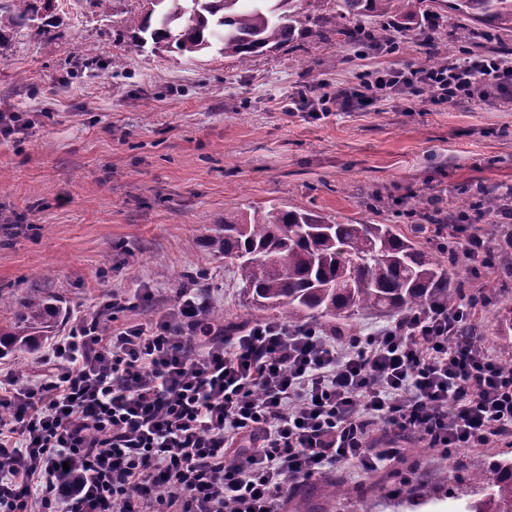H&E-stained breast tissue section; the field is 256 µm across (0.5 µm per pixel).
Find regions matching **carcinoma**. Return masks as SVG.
Returning a JSON list of instances; mask_svg holds the SVG:
<instances>
[{
    "label": "carcinoma",
    "instance_id": "1",
    "mask_svg": "<svg viewBox=\"0 0 512 512\" xmlns=\"http://www.w3.org/2000/svg\"><path fill=\"white\" fill-rule=\"evenodd\" d=\"M156 0L131 41L130 52L147 43L165 44L191 60L211 50L244 63L294 41L296 32L329 34L357 45L393 43L379 28L349 26L361 17L414 19L436 13L444 0H336V14L305 27L298 0ZM452 9L468 22L512 31V0H455ZM37 0H0V30L20 29L37 14ZM220 233L209 245L234 266L242 288L263 311L293 319L304 312L322 319H352L375 311L402 316L430 302L452 307L461 288L437 257L419 250L394 224H343L319 213L274 204L245 216L224 212ZM53 309L32 296L15 321L0 325V358L34 350L50 333ZM460 493L474 497L467 512H512V457H502L474 475Z\"/></svg>",
    "mask_w": 512,
    "mask_h": 512
}]
</instances>
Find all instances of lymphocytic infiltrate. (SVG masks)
Masks as SVG:
<instances>
[{
    "label": "lymphocytic infiltrate",
    "mask_w": 512,
    "mask_h": 512,
    "mask_svg": "<svg viewBox=\"0 0 512 512\" xmlns=\"http://www.w3.org/2000/svg\"><path fill=\"white\" fill-rule=\"evenodd\" d=\"M414 91L435 105L512 101V60L461 51L428 67H390L341 92L369 107ZM467 263L485 264L493 224L449 225ZM184 290L151 325H117L127 301L58 337L36 375L0 391V512H278L290 492L354 463L400 455L397 437L482 448L512 437V374L490 358L470 311L429 304L373 336L310 323L255 324L234 341ZM109 327H102V319ZM390 435L369 444L375 430ZM82 473L69 483L68 469Z\"/></svg>",
    "instance_id": "f902f5d3"
}]
</instances>
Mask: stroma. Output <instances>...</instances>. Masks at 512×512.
Returning a JSON list of instances; mask_svg holds the SVG:
<instances>
[{
  "mask_svg": "<svg viewBox=\"0 0 512 512\" xmlns=\"http://www.w3.org/2000/svg\"><path fill=\"white\" fill-rule=\"evenodd\" d=\"M147 0H53L32 26L0 32V113L34 125L0 142V322L13 302L49 299L62 336L115 292L130 307L120 322L149 324L195 285L223 313L216 329L276 319L253 308L208 238L228 210L277 203L339 220L400 225L435 252L429 216L459 221L462 196L487 188L512 210V106L489 98L438 107L397 95L378 107L292 112L290 98L335 95L363 74L437 63L467 41L456 14L395 25L397 52L358 55L353 45L298 36L242 63L126 43ZM472 308V327L492 357L512 361L502 336L512 277L466 263L450 268ZM194 283H187V276ZM151 301H142V291ZM403 475L346 465L332 477L352 494L320 496L302 484L281 512H465L452 485L464 473L512 455V438L442 456L402 439Z\"/></svg>",
  "mask_w": 512,
  "mask_h": 512,
  "instance_id": "obj_1",
  "label": "stroma"
}]
</instances>
